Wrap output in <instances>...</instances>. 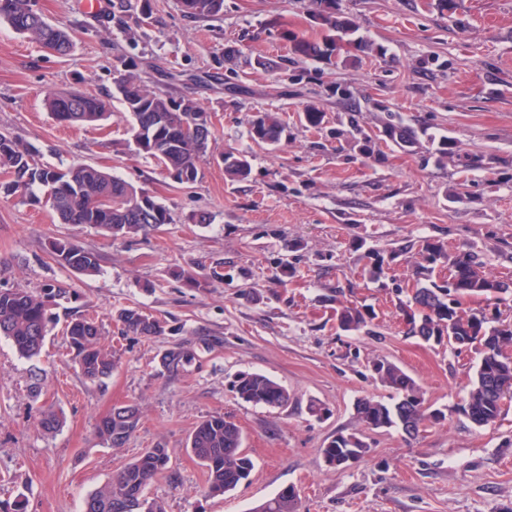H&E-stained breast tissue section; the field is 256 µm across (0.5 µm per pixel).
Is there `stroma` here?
Returning a JSON list of instances; mask_svg holds the SVG:
<instances>
[{
    "label": "stroma",
    "mask_w": 512,
    "mask_h": 512,
    "mask_svg": "<svg viewBox=\"0 0 512 512\" xmlns=\"http://www.w3.org/2000/svg\"><path fill=\"white\" fill-rule=\"evenodd\" d=\"M34 2L71 29L74 48L58 56L0 22V131L32 145L49 165L88 163L132 182L172 221L115 238L58 223L48 205L0 192V284L67 286L118 360L104 383L84 379L61 320L31 359L0 339V506L82 512L93 491L160 443L171 459L147 495L165 512H250L289 486L300 512H512V405L494 424L474 427L459 406L475 351L408 335L395 292L411 287L421 260L403 246L427 239L476 252L486 273L512 286V0H455L451 13L419 9V0H337L382 52L346 67L311 62L299 82L291 69L258 61L287 56L284 29L316 32L314 0H224L220 18L206 21L185 17L178 0H102L95 14L83 0ZM123 54L150 88L209 113L212 136L194 183H173L137 149L115 97ZM339 85L351 101L336 98ZM73 88L103 100L110 118L56 121L46 91ZM379 101L387 112L376 110ZM352 103L366 131L378 133L396 115L419 149L410 154L384 140L383 161L361 158L344 134ZM309 106L323 113L320 127L306 124ZM262 112L285 123L280 145L251 139V121ZM444 136L468 156L467 173L435 164L433 144ZM229 149L249 155L248 179L225 178L220 156ZM201 212L211 223H192ZM57 239L96 252L100 273L87 278L56 262L49 244ZM372 249L402 252L378 283L360 275L361 257ZM283 260L297 267L284 284L274 277ZM216 267L222 277L205 288L180 277ZM338 293L374 307L372 334L337 330ZM127 307L167 321L173 334L122 335L116 314ZM175 346L195 359L170 372L158 356ZM377 358L414 378L445 420L413 440L396 428L362 429L357 400L390 396L369 371ZM242 371L277 381L287 405L236 398L230 383ZM314 402L322 416L311 415ZM128 403L141 408L138 427L111 447L95 425ZM47 411L64 417L52 433L39 425ZM215 414L234 418L254 462L249 479L224 495L208 494L207 474L186 449L196 425ZM357 431L368 453L345 468L325 463L331 437Z\"/></svg>",
    "instance_id": "35a3bbf8"
}]
</instances>
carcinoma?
Segmentation results:
<instances>
[{"instance_id": "1", "label": "carcinoma", "mask_w": 512, "mask_h": 512, "mask_svg": "<svg viewBox=\"0 0 512 512\" xmlns=\"http://www.w3.org/2000/svg\"><path fill=\"white\" fill-rule=\"evenodd\" d=\"M179 3L183 14L194 20L213 19L224 11V0H179ZM315 19L319 32L313 35L290 30L282 33L289 43L288 62L293 67L301 68L317 60L347 63L357 60L360 52L375 51L373 44L357 35L356 17L336 9V0H319ZM0 21L59 56L68 55L73 48L70 33L34 9L32 0H0ZM128 68L130 71L116 82V99L131 119L139 148L154 158L174 182L194 183L198 177L197 163L207 153L211 136L206 112L191 101L177 102L148 88L132 72L135 65L130 63ZM47 105L61 123L92 125L109 116L105 103L88 93L79 100L70 92L50 93ZM347 124L360 155L378 159L376 139L361 128L355 112L348 113ZM284 132L283 124L271 113H260L251 121V138L258 144H277ZM383 135L404 149H411L417 143V137L399 123L385 124ZM435 156L440 165L451 161L462 172L470 169L469 159L458 153L455 142L447 137L438 141ZM223 163L224 174L231 180L243 181L251 173V162L245 153L227 150ZM0 173L9 179L10 194L30 197L33 188L44 190L45 203L61 224H88L114 237H129L172 221L166 206L131 182L86 163L65 169L45 165L26 142L3 132H0ZM405 251L403 247L389 252H366L361 257L363 279L381 281L390 263ZM50 252L60 265L81 275L93 276L100 270L99 255L76 242L55 241ZM419 254L423 262L415 269L416 287L407 301H399L408 333L438 345L450 346L458 336L468 339V348L478 351L480 360L461 411L474 426H488L501 416L504 401L512 398V356L506 354V348L512 346V324L490 327L485 313H465L460 299L496 293L505 284L483 271V263L475 253H450L443 241H423ZM444 263L460 270L457 283L451 285L432 279L435 268ZM72 296L76 293L58 283L35 290L0 288V337L9 340L22 357L38 355L48 326L56 319V309L70 302ZM375 318L370 307L336 299V322L344 332H359L372 325ZM118 320L123 332L134 336L151 338L173 332L167 322L137 308L120 310ZM65 334L69 351L85 379L101 382L112 376L117 360L103 343L101 329L94 319L83 314H67ZM193 360L194 354L181 348L167 349L159 357L160 365L170 372ZM373 378L391 389L395 397L391 403L368 398L357 402V417L365 428H398L406 437L414 439L428 425L445 419L441 410L424 405L420 385L397 365L380 361V370ZM232 387L238 398L253 405L281 407L288 402V391L263 374L240 372ZM139 418L140 410L135 404L114 407L97 424V435L111 447L119 448L135 431ZM242 442L240 426L232 417L221 414L201 421L191 432L187 449L207 470L209 494H224L249 477L254 463L242 452ZM357 448L363 453L367 451L361 435L339 433L327 442L322 455L330 465L338 457L355 453ZM169 460L167 448L144 449L86 498L83 512H118L115 505L120 497L145 494ZM252 512H299L298 500L279 492Z\"/></svg>"}]
</instances>
